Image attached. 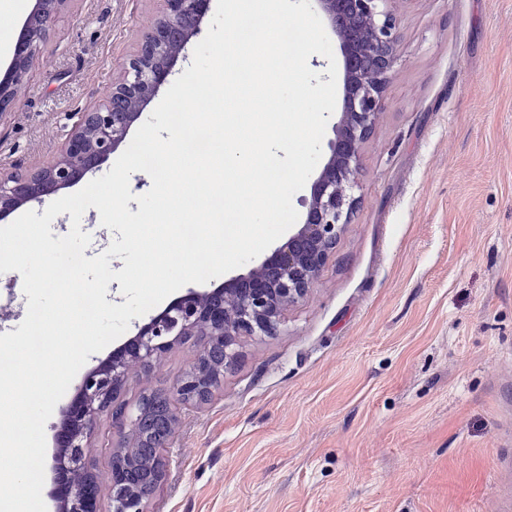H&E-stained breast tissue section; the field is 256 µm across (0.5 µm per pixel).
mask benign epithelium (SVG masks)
Here are the masks:
<instances>
[{"label":"benign epithelium","mask_w":512,"mask_h":512,"mask_svg":"<svg viewBox=\"0 0 512 512\" xmlns=\"http://www.w3.org/2000/svg\"><path fill=\"white\" fill-rule=\"evenodd\" d=\"M68 0H35L14 58L0 79V111L9 108L27 79L40 43L53 28ZM211 0H164L165 8L123 63L112 93L75 124L60 155L32 173L0 174V220L21 206L54 195L81 182L110 154L126 143L132 126L159 89L169 81L190 41L201 32ZM399 0H315L319 13L339 42L343 57L341 109L332 126L323 164L302 200L303 223L264 260L213 291L190 290L140 326L121 354L89 368L69 405L52 470L62 478L56 512H100L99 489L85 449L99 416L107 412L112 428L126 437L125 447L110 455V512H149L151 494L117 495L136 467L128 448H149L147 437L162 425L166 448L174 437L177 406L209 400L224 372L240 358L243 337L276 336L283 315L319 278L356 205L354 189L362 148L383 109L395 63ZM201 336L207 344L193 367L162 396L161 414H150V393L122 399L132 367H151L185 336Z\"/></svg>","instance_id":"1"}]
</instances>
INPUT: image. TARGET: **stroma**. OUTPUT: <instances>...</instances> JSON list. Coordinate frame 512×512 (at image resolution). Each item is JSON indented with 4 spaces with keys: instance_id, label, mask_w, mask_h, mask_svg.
<instances>
[{
    "instance_id": "35a3bbf8",
    "label": "stroma",
    "mask_w": 512,
    "mask_h": 512,
    "mask_svg": "<svg viewBox=\"0 0 512 512\" xmlns=\"http://www.w3.org/2000/svg\"><path fill=\"white\" fill-rule=\"evenodd\" d=\"M34 0H0V76ZM161 0H69L0 112L32 172L103 102ZM351 219L278 335L179 409L150 512H512V0H401ZM177 343L126 399L166 391ZM101 416L90 457L108 512Z\"/></svg>"
}]
</instances>
